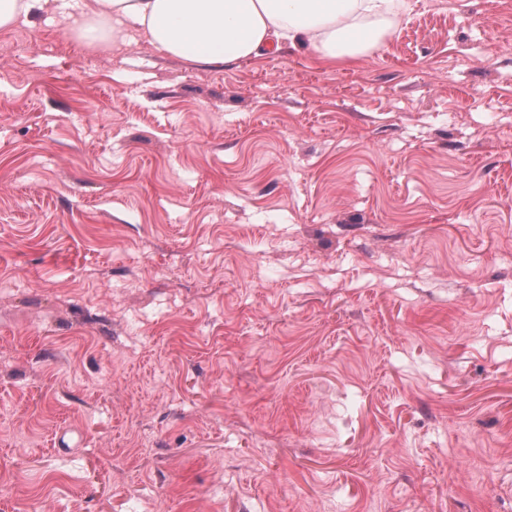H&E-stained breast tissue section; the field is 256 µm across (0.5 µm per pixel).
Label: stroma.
<instances>
[{"instance_id": "35a3bbf8", "label": "stroma", "mask_w": 512, "mask_h": 512, "mask_svg": "<svg viewBox=\"0 0 512 512\" xmlns=\"http://www.w3.org/2000/svg\"><path fill=\"white\" fill-rule=\"evenodd\" d=\"M234 68L0 28V512H512V0Z\"/></svg>"}]
</instances>
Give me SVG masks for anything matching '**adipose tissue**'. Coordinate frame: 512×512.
Wrapping results in <instances>:
<instances>
[{"label": "adipose tissue", "mask_w": 512, "mask_h": 512, "mask_svg": "<svg viewBox=\"0 0 512 512\" xmlns=\"http://www.w3.org/2000/svg\"><path fill=\"white\" fill-rule=\"evenodd\" d=\"M394 0H0V28L50 15L84 38L230 68L260 50L300 44L327 60L364 55L395 15Z\"/></svg>", "instance_id": "adipose-tissue-1"}]
</instances>
